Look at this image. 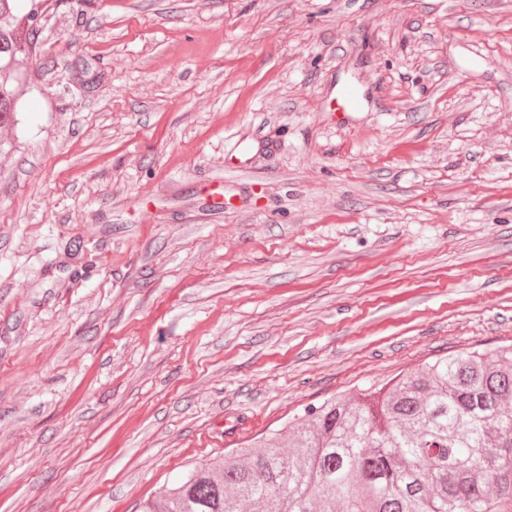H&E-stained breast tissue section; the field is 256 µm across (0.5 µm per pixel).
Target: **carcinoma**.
<instances>
[{
    "label": "carcinoma",
    "mask_w": 512,
    "mask_h": 512,
    "mask_svg": "<svg viewBox=\"0 0 512 512\" xmlns=\"http://www.w3.org/2000/svg\"><path fill=\"white\" fill-rule=\"evenodd\" d=\"M48 0H0V129L18 123ZM512 501V345L438 356L356 401L333 398L140 512H497Z\"/></svg>",
    "instance_id": "carcinoma-1"
}]
</instances>
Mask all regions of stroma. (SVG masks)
Listing matches in <instances>:
<instances>
[{
    "label": "stroma",
    "instance_id": "obj_1",
    "mask_svg": "<svg viewBox=\"0 0 512 512\" xmlns=\"http://www.w3.org/2000/svg\"><path fill=\"white\" fill-rule=\"evenodd\" d=\"M42 23L0 132V512H139L326 399L512 344V0Z\"/></svg>",
    "mask_w": 512,
    "mask_h": 512
}]
</instances>
